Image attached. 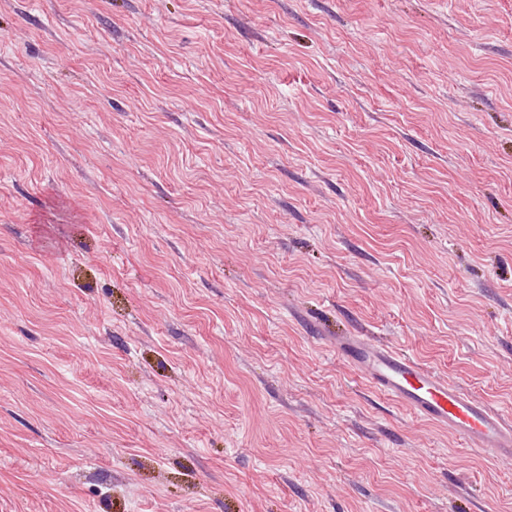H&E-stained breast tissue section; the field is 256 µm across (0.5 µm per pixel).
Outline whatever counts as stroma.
Instances as JSON below:
<instances>
[{"instance_id": "35a3bbf8", "label": "stroma", "mask_w": 512, "mask_h": 512, "mask_svg": "<svg viewBox=\"0 0 512 512\" xmlns=\"http://www.w3.org/2000/svg\"><path fill=\"white\" fill-rule=\"evenodd\" d=\"M512 0H0V512H512ZM336 349L370 385L424 420L448 427L495 459L512 462V420L505 419L412 356L367 336H336Z\"/></svg>"}]
</instances>
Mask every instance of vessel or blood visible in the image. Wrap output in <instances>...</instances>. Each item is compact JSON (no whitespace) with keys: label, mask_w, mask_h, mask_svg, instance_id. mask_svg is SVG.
Masks as SVG:
<instances>
[{"label":"vessel or blood","mask_w":512,"mask_h":512,"mask_svg":"<svg viewBox=\"0 0 512 512\" xmlns=\"http://www.w3.org/2000/svg\"><path fill=\"white\" fill-rule=\"evenodd\" d=\"M336 348L370 385L424 420L447 427L495 459L512 462V420L504 418L412 356L365 336H340Z\"/></svg>","instance_id":"b4317fda"}]
</instances>
